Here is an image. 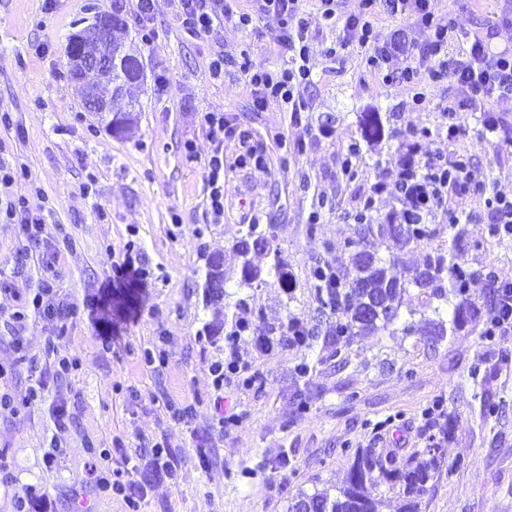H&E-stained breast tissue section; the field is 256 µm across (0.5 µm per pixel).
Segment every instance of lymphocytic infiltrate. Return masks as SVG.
Instances as JSON below:
<instances>
[{"label":"lymphocytic infiltrate","instance_id":"obj_1","mask_svg":"<svg viewBox=\"0 0 512 512\" xmlns=\"http://www.w3.org/2000/svg\"><path fill=\"white\" fill-rule=\"evenodd\" d=\"M304 0H249V8L233 10L230 0H170L173 14L189 35L212 34L224 20L237 18L248 26L254 17L272 19L277 24L276 40L288 56L283 68L271 70L241 54L236 66L258 110L277 105L280 111L299 114L304 109L302 90L312 81L308 21ZM368 19L342 18L339 0H319L324 25L341 30L344 42L365 51L367 62L382 81L401 79L409 86L448 85V134H463L474 112H492L501 102H512V51H492L488 38L479 32H462L436 23L430 0H366ZM381 14L399 22L412 19L423 32L422 41L408 45L402 29L380 35L372 14ZM404 55L406 66L399 71L390 67L392 59ZM197 122L214 148L205 161L206 183L212 223L224 219V135L231 129L223 113L201 112ZM470 163L446 171L440 155L415 158L407 154L397 170L393 185L398 197L433 212L454 209L472 184ZM51 261H43L42 274L35 288L18 297L9 313L14 336H21L30 319L41 318L63 325L71 317V308L51 274ZM89 474L102 495L122 496L128 512H140L142 500L136 484L122 472L113 470L111 454L105 448L89 451Z\"/></svg>","mask_w":512,"mask_h":512}]
</instances>
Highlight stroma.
I'll return each mask as SVG.
<instances>
[{
    "mask_svg": "<svg viewBox=\"0 0 512 512\" xmlns=\"http://www.w3.org/2000/svg\"><path fill=\"white\" fill-rule=\"evenodd\" d=\"M116 10L129 31L128 53L143 64L139 120L127 135L106 130L85 112L71 80L66 55L75 22L88 4ZM440 24L486 31L499 21L498 0L453 8L431 0ZM314 81L304 95L310 109L292 119L269 106L255 111L233 62L241 52L276 67L284 57L274 25L254 19L246 28L225 23L217 35L190 36L176 21L169 0H155L145 40L137 0H0V157L21 168L11 185H0V270L15 293L34 287L43 252L54 257L56 286L71 305L67 331L56 345L76 357L80 369L55 376L47 405L14 415L0 412V451L11 467L0 472V512H15L14 493L25 490L36 512H126L119 496L98 498L87 470L88 447L111 451L112 467L125 470L145 492L144 512H288L301 491L339 484L358 448H392L398 461L424 447L426 411L440 404L453 422L445 445L448 465L421 505V512H512V364L498 374L494 413L475 396L496 347L512 352V335L486 340L489 282L469 285L476 314L455 335L434 341L420 314L418 290L403 294L402 315L415 331H380L354 337L341 354L322 343L305 350L281 344L265 353L258 336L283 334L289 317L315 326L320 318L310 286L317 262L345 269V240L354 237L344 212L356 208L377 172L394 174L412 128H427L420 154L455 149L473 158L479 185L512 198V153L497 149L481 118L470 121L466 137L448 139L442 111L447 85L423 91L411 110L412 91L401 81L382 82L367 67L365 53L337 46L335 59L322 56L320 42L335 38L323 28L314 0L306 5ZM223 51V80H213L209 60ZM224 113L234 127L250 133L248 145L267 158V170L239 166L238 146H224V221L208 215L204 163L212 143L198 126L199 112ZM380 113L382 142L367 145L365 170L355 180L341 172L346 133L358 132L359 115ZM335 132L325 137L322 126ZM194 141L195 160L183 144ZM92 193H85V183ZM41 188L49 207L43 216L46 243L31 241L7 219L8 200ZM332 200L315 233L308 217L320 198ZM248 224L272 225L273 251L251 253L253 265L285 262L291 286L275 277L237 289L248 303L249 328L229 342L230 324L218 322L204 288L207 258L230 251ZM149 273L146 287L107 286V254L123 257L128 241ZM466 263L493 271L498 283L512 284V236H484L467 250ZM49 322L30 321L22 340L35 369L21 368L7 387L24 398L36 372L51 373L44 353ZM164 352L166 366L153 370L146 352ZM236 354L258 368L263 383L226 386L224 402L237 423L220 428L209 367ZM310 361L308 376L297 373ZM64 405L68 426L55 432L50 405ZM62 449L54 463L45 453L50 436ZM168 448L177 473L168 476L163 459L144 451L145 443Z\"/></svg>",
    "mask_w": 512,
    "mask_h": 512,
    "instance_id": "obj_1",
    "label": "stroma"
}]
</instances>
